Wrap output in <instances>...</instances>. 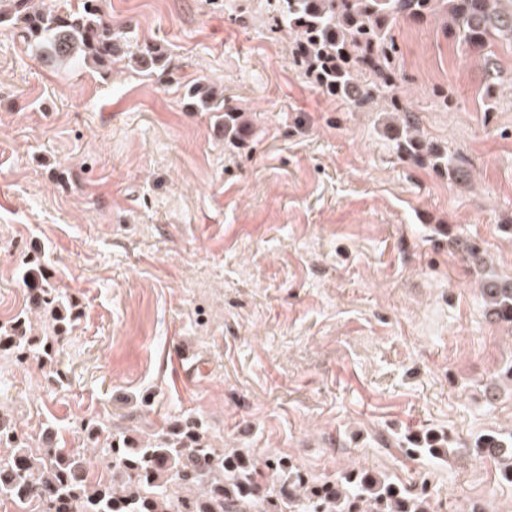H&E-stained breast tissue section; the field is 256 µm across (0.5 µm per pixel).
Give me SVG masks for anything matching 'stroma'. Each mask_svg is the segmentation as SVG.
Instances as JSON below:
<instances>
[{"instance_id":"obj_1","label":"stroma","mask_w":512,"mask_h":512,"mask_svg":"<svg viewBox=\"0 0 512 512\" xmlns=\"http://www.w3.org/2000/svg\"><path fill=\"white\" fill-rule=\"evenodd\" d=\"M168 73L63 71L0 28V326L40 269L76 307L46 360L0 358L26 439L78 448L102 416L181 414L215 446L427 490L435 512H512L474 452L512 437V325L481 289L512 281V50L502 83L437 23L400 22L403 103L466 179L402 159L385 102L352 108L293 64L276 0H98ZM217 84L247 129L189 107ZM476 246L482 263L466 253ZM445 435L447 461L413 455Z\"/></svg>"}]
</instances>
